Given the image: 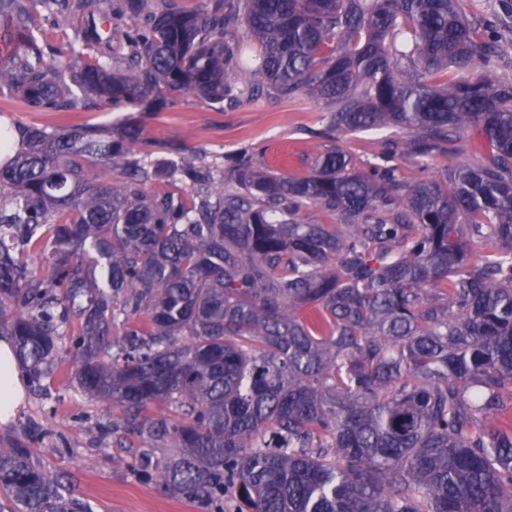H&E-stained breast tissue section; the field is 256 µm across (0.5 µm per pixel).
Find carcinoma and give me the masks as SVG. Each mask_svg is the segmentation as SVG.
<instances>
[{
	"instance_id": "cac0c4a2",
	"label": "carcinoma",
	"mask_w": 512,
	"mask_h": 512,
	"mask_svg": "<svg viewBox=\"0 0 512 512\" xmlns=\"http://www.w3.org/2000/svg\"><path fill=\"white\" fill-rule=\"evenodd\" d=\"M0 0V96L30 112L129 111L111 127L10 129L0 151V336L22 374L59 357L121 414L112 446L199 512H512V56L498 0ZM74 37L46 44L33 10ZM259 65L248 70L247 47ZM481 73H476V69ZM334 106L325 137L392 126L420 161L476 129L478 166L410 183L332 145L309 175L196 155L169 167L132 116L163 92L263 88ZM192 191L150 189L156 177ZM313 204L335 224L295 218ZM163 406L167 413H158ZM138 445L127 443V436ZM172 452L158 457L155 450ZM0 512H87L0 442Z\"/></svg>"
}]
</instances>
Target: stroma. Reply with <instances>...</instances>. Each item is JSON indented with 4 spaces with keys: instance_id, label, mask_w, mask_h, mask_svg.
<instances>
[{
    "instance_id": "stroma-1",
    "label": "stroma",
    "mask_w": 512,
    "mask_h": 512,
    "mask_svg": "<svg viewBox=\"0 0 512 512\" xmlns=\"http://www.w3.org/2000/svg\"><path fill=\"white\" fill-rule=\"evenodd\" d=\"M328 111L307 90L289 98L265 93L222 106L191 93L177 94L165 110L146 118V136L159 146L180 144L207 164L221 162L248 144L254 149L256 168L304 177L324 149L321 132ZM114 117L107 105L64 118L55 112H29L0 98V122L13 125H38L51 131L64 121L103 125ZM396 136L395 129L384 127L341 135L336 143L357 168L366 171L380 162L388 140ZM484 160L479 137L469 131L458 154L435 156L424 168L400 158L394 165L398 178L410 183L430 170L459 162L476 166ZM74 371L71 363L59 362L39 380L27 383L14 415L0 421V439L24 442L33 462L60 476L90 512H197L190 502L167 494L133 467L124 449L113 447L105 404L83 393L72 380Z\"/></svg>"
}]
</instances>
